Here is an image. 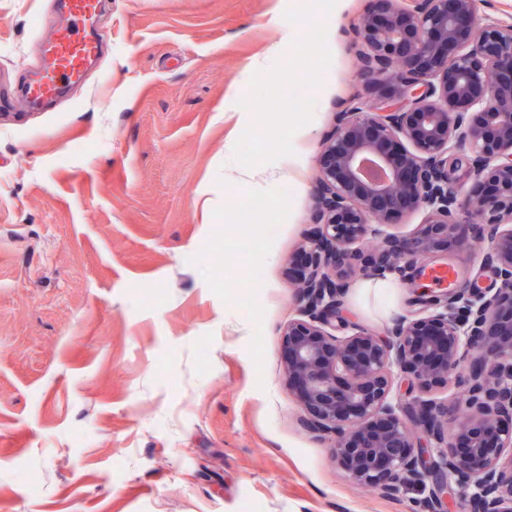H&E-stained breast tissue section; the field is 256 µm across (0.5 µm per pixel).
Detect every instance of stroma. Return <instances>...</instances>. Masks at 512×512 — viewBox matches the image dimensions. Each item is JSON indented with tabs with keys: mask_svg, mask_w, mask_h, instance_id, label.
I'll list each match as a JSON object with an SVG mask.
<instances>
[{
	"mask_svg": "<svg viewBox=\"0 0 512 512\" xmlns=\"http://www.w3.org/2000/svg\"><path fill=\"white\" fill-rule=\"evenodd\" d=\"M57 2L0 0V512H412L420 491L347 478L281 375L372 0H107L99 59L34 110ZM246 200L275 236L239 223Z\"/></svg>",
	"mask_w": 512,
	"mask_h": 512,
	"instance_id": "1",
	"label": "stroma"
}]
</instances>
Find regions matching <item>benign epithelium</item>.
I'll return each instance as SVG.
<instances>
[{
	"instance_id": "7a95c632",
	"label": "benign epithelium",
	"mask_w": 512,
	"mask_h": 512,
	"mask_svg": "<svg viewBox=\"0 0 512 512\" xmlns=\"http://www.w3.org/2000/svg\"><path fill=\"white\" fill-rule=\"evenodd\" d=\"M373 2L367 99L336 113L318 157L283 377L352 482L419 489L417 512L470 487L469 512H512V23L481 20L476 0ZM484 242L473 278L490 287L423 292L383 336L342 316L355 278L417 289ZM452 385L465 408L434 396Z\"/></svg>"
}]
</instances>
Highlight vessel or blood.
<instances>
[{
    "label": "vessel or blood",
    "mask_w": 512,
    "mask_h": 512,
    "mask_svg": "<svg viewBox=\"0 0 512 512\" xmlns=\"http://www.w3.org/2000/svg\"><path fill=\"white\" fill-rule=\"evenodd\" d=\"M63 6L64 18L47 40L45 61L24 87L27 105H41L63 85L80 80L101 51L95 24L102 0H64Z\"/></svg>",
    "instance_id": "b4317fda"
}]
</instances>
